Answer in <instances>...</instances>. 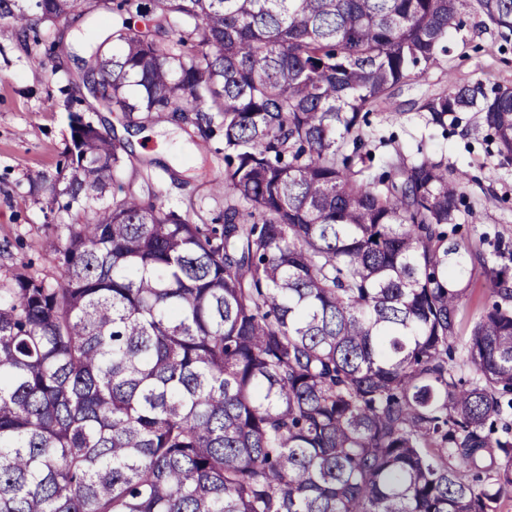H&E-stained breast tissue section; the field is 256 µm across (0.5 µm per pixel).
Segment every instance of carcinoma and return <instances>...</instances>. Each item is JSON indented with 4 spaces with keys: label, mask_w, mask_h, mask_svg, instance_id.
<instances>
[{
    "label": "carcinoma",
    "mask_w": 512,
    "mask_h": 512,
    "mask_svg": "<svg viewBox=\"0 0 512 512\" xmlns=\"http://www.w3.org/2000/svg\"><path fill=\"white\" fill-rule=\"evenodd\" d=\"M512 0H0L39 25L111 12L78 77L131 119L224 141L220 224L193 198H105L124 145L71 128L51 203L61 281L0 288V512H497L512 496V289L458 336L447 245L468 173L418 149L372 172L361 121ZM150 17L140 33L136 17ZM472 112L512 160V88ZM461 350V360L453 359Z\"/></svg>",
    "instance_id": "obj_1"
}]
</instances>
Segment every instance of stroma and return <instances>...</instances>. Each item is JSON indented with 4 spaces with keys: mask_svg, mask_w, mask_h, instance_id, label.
I'll use <instances>...</instances> for the list:
<instances>
[{
    "mask_svg": "<svg viewBox=\"0 0 512 512\" xmlns=\"http://www.w3.org/2000/svg\"><path fill=\"white\" fill-rule=\"evenodd\" d=\"M89 21L60 22L71 53L62 62L29 61L22 46L0 38V288L28 273L55 281L60 275L56 252L64 243L70 216L50 208L52 185L68 162L70 110L87 109L93 98L73 85L85 55L82 33ZM451 51L423 77L411 80L382 111L370 113L363 132L376 145V163L395 153L412 156L418 142L430 155L444 158L449 170H464L469 181L465 208L456 223L447 225L449 244L465 248L466 269L456 279L464 294L459 331L469 335L473 323L495 302L484 268L512 271V163L504 162L485 132L473 131L474 115L457 113L441 129L426 125L410 102L424 92L453 85L483 83L512 87V40H504L484 16L465 9L452 33ZM175 139L167 156H156L158 144L127 145L131 162L116 173L115 184L138 183V172L149 169L154 181L165 183L164 208L181 209L186 199L201 201L204 218L215 217L224 198L214 187L222 169L215 157L218 139L190 137L174 125Z\"/></svg>",
    "mask_w": 512,
    "mask_h": 512,
    "instance_id": "35a3bbf8",
    "label": "stroma"
}]
</instances>
